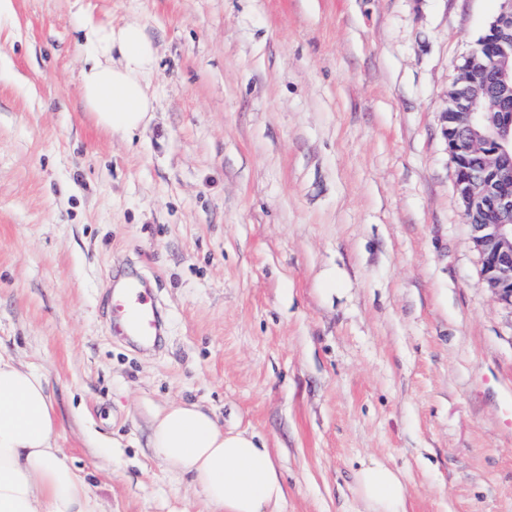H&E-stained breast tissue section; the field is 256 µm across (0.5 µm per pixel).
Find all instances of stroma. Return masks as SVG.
<instances>
[{
  "mask_svg": "<svg viewBox=\"0 0 512 512\" xmlns=\"http://www.w3.org/2000/svg\"><path fill=\"white\" fill-rule=\"evenodd\" d=\"M142 23L155 111L86 112L81 4ZM498 0H12L0 15V349L44 373L102 512H206L149 446L204 404L283 512H512V309L480 277L442 114ZM146 282L164 333L112 330ZM357 493L364 504V512H407L400 477L383 462H372L360 470Z\"/></svg>",
  "mask_w": 512,
  "mask_h": 512,
  "instance_id": "35a3bbf8",
  "label": "stroma"
}]
</instances>
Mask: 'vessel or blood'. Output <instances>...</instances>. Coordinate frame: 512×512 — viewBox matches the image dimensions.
Returning <instances> with one entry per match:
<instances>
[{
	"label": "vessel or blood",
	"instance_id": "obj_1",
	"mask_svg": "<svg viewBox=\"0 0 512 512\" xmlns=\"http://www.w3.org/2000/svg\"><path fill=\"white\" fill-rule=\"evenodd\" d=\"M112 319L123 335L152 342L159 333L160 318L151 294L135 281L116 288L111 299Z\"/></svg>",
	"mask_w": 512,
	"mask_h": 512
}]
</instances>
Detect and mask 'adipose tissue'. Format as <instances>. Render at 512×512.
Returning a JSON list of instances; mask_svg holds the SVG:
<instances>
[{"mask_svg": "<svg viewBox=\"0 0 512 512\" xmlns=\"http://www.w3.org/2000/svg\"><path fill=\"white\" fill-rule=\"evenodd\" d=\"M84 105L111 135L133 136L154 111L149 86L156 49L137 21L104 24L84 13ZM59 420L46 378L0 351V512H101L85 475L57 446ZM154 455L198 490L208 512H283L288 497L265 440L224 430L195 402L174 403L151 425ZM357 493L366 512H406L398 473L376 461L363 467Z\"/></svg>", "mask_w": 512, "mask_h": 512, "instance_id": "obj_1", "label": "adipose tissue"}]
</instances>
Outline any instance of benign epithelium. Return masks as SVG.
I'll list each match as a JSON object with an SVG mask.
<instances>
[{
    "instance_id": "benign-epithelium-1",
    "label": "benign epithelium",
    "mask_w": 512,
    "mask_h": 512,
    "mask_svg": "<svg viewBox=\"0 0 512 512\" xmlns=\"http://www.w3.org/2000/svg\"><path fill=\"white\" fill-rule=\"evenodd\" d=\"M494 49L486 51V44ZM443 127L482 279L512 308V0L499 10L448 88Z\"/></svg>"
}]
</instances>
